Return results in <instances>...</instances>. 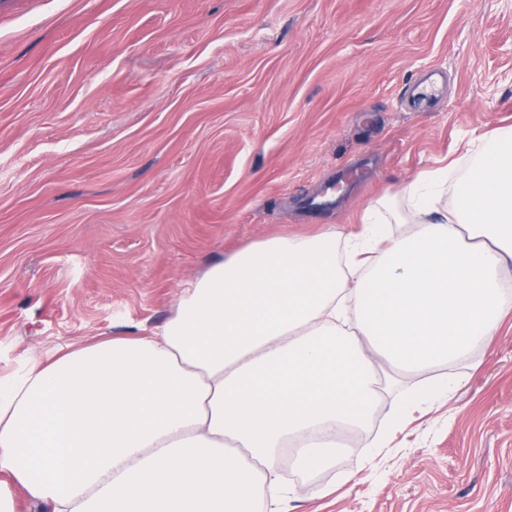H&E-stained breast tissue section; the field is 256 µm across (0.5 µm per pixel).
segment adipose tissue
I'll return each instance as SVG.
<instances>
[{
  "label": "adipose tissue",
  "mask_w": 512,
  "mask_h": 512,
  "mask_svg": "<svg viewBox=\"0 0 512 512\" xmlns=\"http://www.w3.org/2000/svg\"><path fill=\"white\" fill-rule=\"evenodd\" d=\"M466 173L420 174L361 228L247 245L151 336L65 348L0 389V512H282L281 464L335 467L396 378L497 336L512 263V127ZM404 230L387 234L385 225ZM448 375L390 416L450 399Z\"/></svg>",
  "instance_id": "adipose-tissue-1"
}]
</instances>
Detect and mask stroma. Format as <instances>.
<instances>
[{"mask_svg":"<svg viewBox=\"0 0 512 512\" xmlns=\"http://www.w3.org/2000/svg\"><path fill=\"white\" fill-rule=\"evenodd\" d=\"M508 126L512 0H0V385ZM455 370L287 512H512V315ZM460 383L461 380L456 375L448 374V377H445L439 385L427 388L423 393V397L412 398L405 401L398 410L391 413L389 421L390 428L395 432L411 418L416 411H422L432 406L435 402L449 400Z\"/></svg>","mask_w":512,"mask_h":512,"instance_id":"stroma-1","label":"stroma"}]
</instances>
